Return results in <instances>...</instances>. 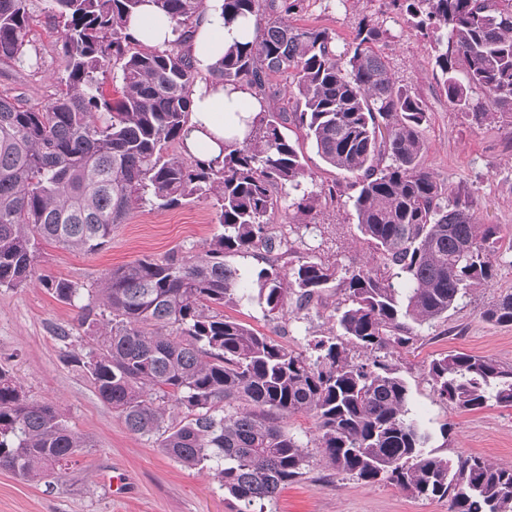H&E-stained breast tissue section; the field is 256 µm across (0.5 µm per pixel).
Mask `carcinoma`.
<instances>
[{
	"mask_svg": "<svg viewBox=\"0 0 512 512\" xmlns=\"http://www.w3.org/2000/svg\"><path fill=\"white\" fill-rule=\"evenodd\" d=\"M30 0H0V62L31 66L26 46L38 19ZM46 28L60 30L61 88L46 104L0 96V288L36 274L40 245L96 253L114 227L145 203L159 209L211 200L222 232L195 255L140 258L100 286L40 279L78 307L89 346L68 353L126 428L154 437L192 468L206 462L224 492L251 512L303 475L307 447L289 435L296 413L317 421L316 447L340 474L385 481L448 512H512V465L479 455L457 461L427 450L428 429L408 416L409 389L382 352L403 349L417 326L456 308L496 277L498 224H477L470 202L449 196L422 164L421 100L397 85L373 49L380 27L364 21L343 49L326 29L295 26L304 0H224V21L253 17L256 36L236 42L208 73L266 97L269 77L293 75L295 111H265L224 162L169 151L182 140L200 73L181 41L142 48L128 27L145 0H48ZM206 0H151L188 37ZM434 52L436 77L459 112L512 118V0H391ZM119 73L122 96L104 93ZM481 92L491 107L473 103ZM305 131L329 166L354 178L352 205L372 262L347 269L308 252L285 263L288 244L269 232L274 190L312 177L288 123ZM263 251L249 287L229 254ZM339 334L296 351L224 315L244 300L286 315L309 308L334 282ZM87 302H82V299ZM512 326V290L485 311ZM363 356L357 360L351 351ZM437 395L474 411L512 408V365L457 352L433 359ZM180 409V420L169 407ZM85 440L48 405L29 401L0 369V470L30 482L61 476Z\"/></svg>",
	"mask_w": 512,
	"mask_h": 512,
	"instance_id": "1",
	"label": "carcinoma"
}]
</instances>
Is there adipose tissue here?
<instances>
[{"label": "adipose tissue", "mask_w": 512, "mask_h": 512, "mask_svg": "<svg viewBox=\"0 0 512 512\" xmlns=\"http://www.w3.org/2000/svg\"><path fill=\"white\" fill-rule=\"evenodd\" d=\"M222 5L223 0H206L204 12L194 21L192 35L183 45L203 73L242 36L243 23L225 24ZM129 28L142 45L151 48H166L177 39L174 22L158 14L151 0H144L139 12L130 18ZM265 109V102L248 85L208 82L196 86L182 140L185 154L204 161H223L225 145L244 137L239 116L252 118Z\"/></svg>", "instance_id": "ef3b65f1"}]
</instances>
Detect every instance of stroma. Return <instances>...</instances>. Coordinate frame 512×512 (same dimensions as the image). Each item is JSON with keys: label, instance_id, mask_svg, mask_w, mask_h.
<instances>
[{"label": "stroma", "instance_id": "obj_1", "mask_svg": "<svg viewBox=\"0 0 512 512\" xmlns=\"http://www.w3.org/2000/svg\"><path fill=\"white\" fill-rule=\"evenodd\" d=\"M366 18L381 28L374 48L394 80L414 92L429 111L422 131L428 146L424 166L449 190L468 193L474 220L501 225L503 235L494 284L469 288L447 317L418 327L413 344L395 351L392 360L409 386V415L434 432L430 447L438 456L454 460L475 454L512 464V408L493 404L461 410L434 393L427 375L432 359L456 352L512 365V327H495L483 318L502 291L512 290V126L498 118L477 122L449 106L428 44L393 11L389 0H305L290 20L300 27L328 29L343 46L353 41ZM28 51L37 56V67L0 63V95L43 104L54 98L64 71L60 44L55 38L37 36ZM286 134L299 143L312 174L304 188L317 198L309 220L318 231L296 228L292 199L281 191L271 223L282 226L292 255H302L315 244L321 258L340 268L364 264L369 249L357 229L349 175L326 165L298 127L289 126ZM331 186L336 189L332 200L323 196ZM216 228L208 200L167 210L144 205L116 225L109 244L97 253L42 244L38 280L16 290L0 288V367L14 373L29 400L57 408L88 442L65 477L49 484L0 470V512H237L238 502L225 495L208 471L185 467L156 439L128 431L86 374L68 363V352L82 345L78 310L57 301L39 282L45 275L93 285L113 268L139 258L160 260L176 251L198 252ZM343 298V289L332 288L310 309L292 307L285 318L275 320L247 302L226 307L224 313L303 350L310 340L333 334L331 314ZM63 330L69 332V340L59 339ZM443 426L448 429L444 438L438 435ZM287 430L307 446L309 463L303 476L275 498L258 502L259 512H448L446 504L412 498L387 482L367 483L336 473L314 445L312 415H293ZM116 475L123 478L122 488L112 484Z\"/></svg>", "mask_w": 512, "mask_h": 512}]
</instances>
